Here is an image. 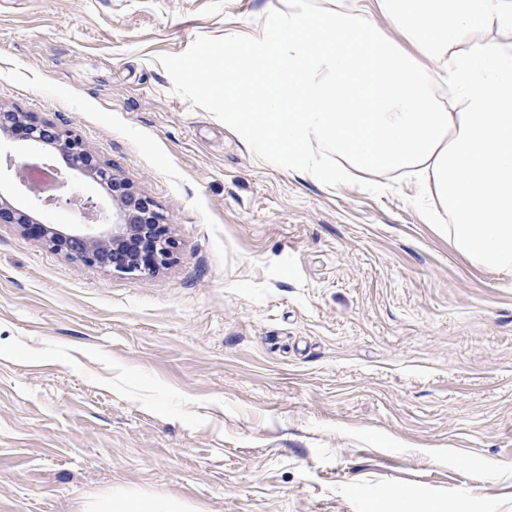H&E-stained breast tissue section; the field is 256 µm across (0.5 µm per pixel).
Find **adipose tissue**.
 I'll use <instances>...</instances> for the list:
<instances>
[{
	"label": "adipose tissue",
	"mask_w": 512,
	"mask_h": 512,
	"mask_svg": "<svg viewBox=\"0 0 512 512\" xmlns=\"http://www.w3.org/2000/svg\"><path fill=\"white\" fill-rule=\"evenodd\" d=\"M495 23L512 27V0L340 2L271 15L260 54L232 76L250 96L231 118L311 176L316 142L341 159V176L408 172L449 216L456 248L512 277V45L475 38ZM436 77L454 104L436 98Z\"/></svg>",
	"instance_id": "obj_1"
}]
</instances>
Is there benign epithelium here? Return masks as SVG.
<instances>
[{"label":"benign epithelium","instance_id":"7a95c632","mask_svg":"<svg viewBox=\"0 0 512 512\" xmlns=\"http://www.w3.org/2000/svg\"><path fill=\"white\" fill-rule=\"evenodd\" d=\"M0 133L11 141L23 142L30 150L28 155H19L21 163L33 156L48 166L51 155H60L68 167L66 173L56 171L60 186L68 185L74 174L84 177L105 191L115 209V219L111 220L94 198L88 196L80 205L79 222L58 227L39 219V213L69 207L71 199L40 195L19 177L16 191L24 202L14 203L0 194V224L15 225L69 261L113 274L155 273L174 262V242L153 200L103 164L78 137L27 112L2 105Z\"/></svg>","mask_w":512,"mask_h":512}]
</instances>
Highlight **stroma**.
<instances>
[{
  "mask_svg": "<svg viewBox=\"0 0 512 512\" xmlns=\"http://www.w3.org/2000/svg\"><path fill=\"white\" fill-rule=\"evenodd\" d=\"M334 0H0V105L153 199L152 275L0 224V512H512V278L412 178H313L224 117L225 43Z\"/></svg>",
  "mask_w": 512,
  "mask_h": 512,
  "instance_id": "35a3bbf8",
  "label": "stroma"
}]
</instances>
